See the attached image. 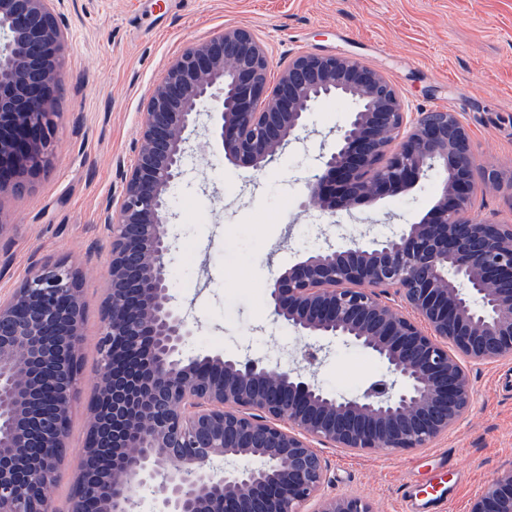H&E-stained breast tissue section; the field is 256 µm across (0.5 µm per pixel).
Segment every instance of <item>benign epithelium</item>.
I'll use <instances>...</instances> for the list:
<instances>
[{
    "label": "benign epithelium",
    "instance_id": "benign-epithelium-1",
    "mask_svg": "<svg viewBox=\"0 0 512 512\" xmlns=\"http://www.w3.org/2000/svg\"><path fill=\"white\" fill-rule=\"evenodd\" d=\"M61 0H0V193L51 169L62 113ZM265 46L227 28L179 54L148 90L140 149L109 198V277L98 351L104 373L67 512H133L136 489L164 487L157 512H375L324 493L316 445L365 453L426 448L470 410L465 363L512 355V224L469 216L480 169L457 113L405 112L383 72L348 55L300 54L267 79ZM352 103L307 184L305 205L329 223L353 201L396 196L440 178L429 211L396 235L308 252L272 274L268 304L313 340L340 338L386 373L336 397L297 369L223 353L184 358L196 326L168 281L170 192L184 174L187 133L208 101V135L227 160L255 171L281 155L322 100ZM394 288L400 303L381 298ZM85 300L65 260L35 262L0 300V512H59L38 488L65 457L82 368ZM468 512H512V466Z\"/></svg>",
    "mask_w": 512,
    "mask_h": 512
}]
</instances>
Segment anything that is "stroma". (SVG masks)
I'll use <instances>...</instances> for the list:
<instances>
[{
    "label": "stroma",
    "instance_id": "1",
    "mask_svg": "<svg viewBox=\"0 0 512 512\" xmlns=\"http://www.w3.org/2000/svg\"><path fill=\"white\" fill-rule=\"evenodd\" d=\"M63 82L53 101L63 121L49 172L0 194L11 261L0 269L7 297L33 262L66 259L83 269L86 301L82 380L65 461L50 494L67 508L80 464L87 406L99 373L97 334L107 287L103 207L119 195L120 166H131L148 89L186 48L234 27L250 30L273 63L300 53L349 55L392 78L410 113L452 110L473 135L478 166L512 176V0H68L60 9ZM324 101L306 127L264 170L225 159L205 128L189 135L183 179L171 190L176 249L169 269L178 304L199 327L186 353L223 351L296 368L309 342L267 304L269 280L304 253L398 233L431 207L439 178L412 190L352 204L340 223L304 208L306 183L347 115ZM384 366L338 339L311 369L325 390L360 394ZM470 412L429 447L354 455L328 444L330 495L371 500L376 512H403L413 482L450 474L443 512H467L498 472L512 466V358L468 366Z\"/></svg>",
    "mask_w": 512,
    "mask_h": 512
}]
</instances>
